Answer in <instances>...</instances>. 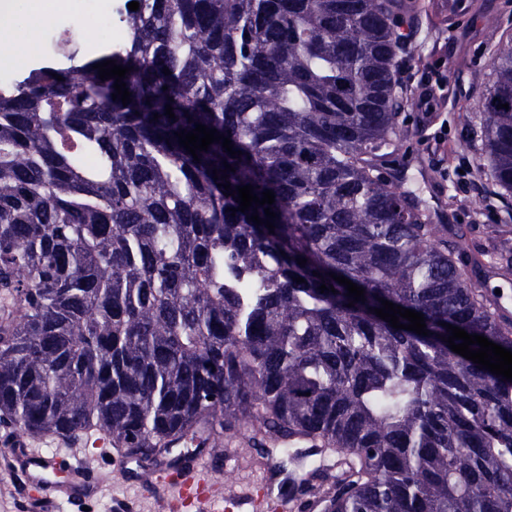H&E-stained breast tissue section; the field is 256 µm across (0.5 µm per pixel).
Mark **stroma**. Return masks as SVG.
Listing matches in <instances>:
<instances>
[{"mask_svg": "<svg viewBox=\"0 0 512 512\" xmlns=\"http://www.w3.org/2000/svg\"><path fill=\"white\" fill-rule=\"evenodd\" d=\"M419 32L404 59L400 91L405 107L400 118L412 136L405 153L396 156V188L420 197L436 208L444 223L470 226L475 241H485L491 230L512 222V196L500 197L482 160V100L493 81L487 24L497 20L499 30L512 34V11L505 0H421ZM95 22L86 16L82 29L59 30L50 25L38 46L37 60L62 49L84 50L93 38ZM427 88L433 101L429 112L419 111L417 95ZM472 145H459L462 130ZM8 446L0 444V512H29L26 479L9 469ZM101 464L105 481H91L78 500L59 502L56 512H161L157 492L132 482L134 460L111 453Z\"/></svg>", "mask_w": 512, "mask_h": 512, "instance_id": "stroma-1", "label": "stroma"}]
</instances>
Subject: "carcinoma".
I'll return each mask as SVG.
<instances>
[{"instance_id":"cac0c4a2","label":"carcinoma","mask_w":512,"mask_h":512,"mask_svg":"<svg viewBox=\"0 0 512 512\" xmlns=\"http://www.w3.org/2000/svg\"><path fill=\"white\" fill-rule=\"evenodd\" d=\"M137 2L119 45L0 88V423L105 433L143 483L163 452L184 469L242 435L300 466L323 512H512V381L443 327L512 351L476 279L488 255L512 271L509 239L475 245L389 172L421 3ZM489 46L484 167L510 196L512 36ZM106 60L131 68V103L99 78ZM198 123L242 155L219 141L194 161L175 133ZM219 182L273 191L274 232L250 221L261 205L229 212ZM381 298L428 335L377 317Z\"/></svg>"}]
</instances>
